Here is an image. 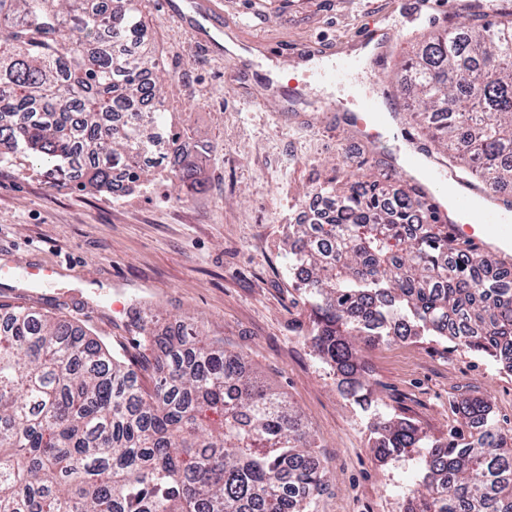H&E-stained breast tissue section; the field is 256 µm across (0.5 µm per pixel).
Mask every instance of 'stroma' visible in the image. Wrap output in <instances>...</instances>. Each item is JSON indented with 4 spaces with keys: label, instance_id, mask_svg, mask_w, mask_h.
Segmentation results:
<instances>
[{
    "label": "stroma",
    "instance_id": "obj_1",
    "mask_svg": "<svg viewBox=\"0 0 512 512\" xmlns=\"http://www.w3.org/2000/svg\"><path fill=\"white\" fill-rule=\"evenodd\" d=\"M376 0H221L224 32L256 58L206 51L147 0V24L167 74L162 109L180 137L179 159L195 186L166 170L148 189L120 198L93 186L58 189L39 166L0 164V304L32 306L79 322L120 351L145 387L155 355L130 324V309L157 333L191 324L211 342L243 354L261 381L301 416L330 473L319 512H403L420 484L419 459L377 457L371 431L382 419H407L428 437L448 439L461 423L463 397L488 400L498 425L512 429V371L455 341L431 336L385 343L365 355L364 402L342 394L334 367L306 334L310 306L288 274V226L320 184L352 173L386 171L408 181L402 140L385 129L360 142L341 112H321L346 97L345 83L298 71L302 47L357 42ZM453 0L408 14L391 33L398 47L383 74L404 99L399 69L420 40L463 23ZM296 83L291 99L265 93L261 59ZM53 267L47 286L29 284L27 265Z\"/></svg>",
    "mask_w": 512,
    "mask_h": 512
}]
</instances>
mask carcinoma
I'll list each match as a JSON object with an SVG mask.
<instances>
[{
    "instance_id": "obj_1",
    "label": "carcinoma",
    "mask_w": 512,
    "mask_h": 512,
    "mask_svg": "<svg viewBox=\"0 0 512 512\" xmlns=\"http://www.w3.org/2000/svg\"><path fill=\"white\" fill-rule=\"evenodd\" d=\"M142 0H0V146L46 167L60 187L112 172L148 182L140 159L177 155L164 131L159 63ZM411 115L448 161L486 190L512 194V12L468 22L405 65ZM149 98L154 110L137 102ZM334 224H290L288 271L310 304L312 343L341 386L363 397L362 348L402 328L450 337L512 365V264L448 236L415 188L356 181ZM419 223L416 234L408 226ZM133 324L155 359L153 392L123 356L79 325L0 304V512H317L328 481L299 416L240 353L185 325L159 336ZM448 440L379 421L377 452L425 448L434 481L404 512H512V432L484 398L459 403Z\"/></svg>"
}]
</instances>
